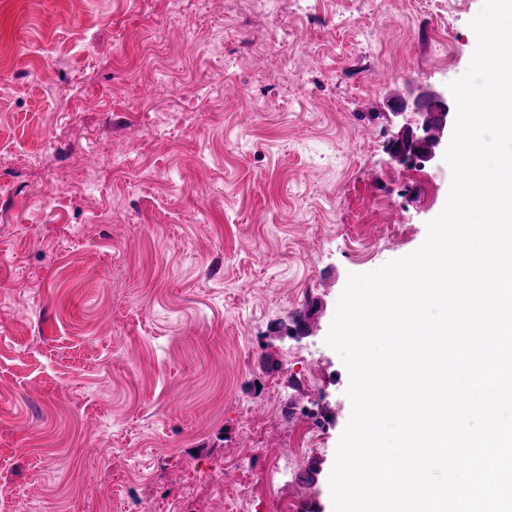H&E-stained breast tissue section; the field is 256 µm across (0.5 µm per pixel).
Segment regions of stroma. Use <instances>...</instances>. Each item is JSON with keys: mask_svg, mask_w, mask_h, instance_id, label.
<instances>
[{"mask_svg": "<svg viewBox=\"0 0 512 512\" xmlns=\"http://www.w3.org/2000/svg\"><path fill=\"white\" fill-rule=\"evenodd\" d=\"M481 6L0 0V512H333L326 337L349 274L445 206L443 156L389 145L467 70ZM310 404L332 422L301 447L276 411ZM247 448L287 471L244 481Z\"/></svg>", "mask_w": 512, "mask_h": 512, "instance_id": "stroma-1", "label": "stroma"}]
</instances>
